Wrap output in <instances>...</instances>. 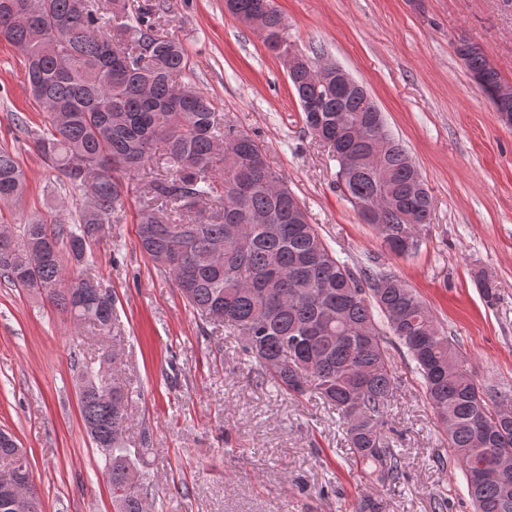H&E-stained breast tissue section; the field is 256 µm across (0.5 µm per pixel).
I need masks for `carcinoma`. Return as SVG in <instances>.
Listing matches in <instances>:
<instances>
[{
	"instance_id": "1",
	"label": "carcinoma",
	"mask_w": 512,
	"mask_h": 512,
	"mask_svg": "<svg viewBox=\"0 0 512 512\" xmlns=\"http://www.w3.org/2000/svg\"><path fill=\"white\" fill-rule=\"evenodd\" d=\"M123 13L108 33L92 0H0V40L24 56L33 97L47 110L48 133L34 138L38 153L78 201L72 224L32 218L14 232L0 212V276L46 299L77 323L108 335L114 299L99 301L89 276L67 288V265H87L91 243L120 221L124 184L118 174L140 172L160 154L165 173L146 183L137 240L154 266L172 277L183 301L201 320L242 339L241 353L256 383L289 396L312 390L343 421L355 460L377 484L392 485L403 460L385 431L396 382L381 334L386 326L406 349L425 394L457 449L466 493L476 512H512V390H492L461 369L463 354L419 297L394 273L378 266L353 269L336 256L306 210L277 187L284 184L264 149L224 120L215 103L174 77L188 56L176 38L158 34L155 12L126 0H107ZM229 13L248 25L262 21L264 45L283 42L285 23L273 0H226ZM465 64L492 98L500 100L497 70L475 46ZM308 130L335 161L346 153L367 157L382 142V169L337 167L346 200L391 203L374 224L395 254L417 249V226L430 223L433 199L402 143L387 130L367 93L327 88L314 65L289 75ZM312 104L316 112L306 111ZM26 175L14 153L0 148V206L21 200ZM103 363L79 366L81 419L112 486L115 512H148V473L132 459L124 437L129 393ZM24 456L0 431V460L10 467ZM17 506L0 512H42L38 491L24 469Z\"/></svg>"
}]
</instances>
